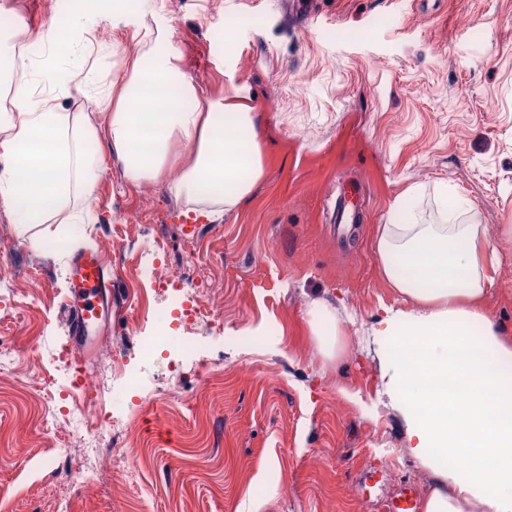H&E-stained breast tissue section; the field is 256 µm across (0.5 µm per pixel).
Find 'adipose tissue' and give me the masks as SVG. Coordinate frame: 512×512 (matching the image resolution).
Masks as SVG:
<instances>
[{
  "label": "adipose tissue",
  "instance_id": "ef3b65f1",
  "mask_svg": "<svg viewBox=\"0 0 512 512\" xmlns=\"http://www.w3.org/2000/svg\"><path fill=\"white\" fill-rule=\"evenodd\" d=\"M48 45L32 61L0 36V61L18 83L0 118V204L19 227L78 224L100 159L98 128L71 118L62 97L93 101L108 113L112 151L136 185L180 167L167 183L175 199L212 218L234 209L263 175L251 107L242 97L213 99L161 43L131 56L127 74L94 92V41L74 15L25 35ZM151 147L135 151L145 122ZM377 253L387 283L405 306L384 309L371 328L382 379L379 402L393 413L412 456L436 481L422 512H512V340L483 310L498 258L478 216L461 224H386ZM305 323L326 358L338 355L343 320L308 304Z\"/></svg>",
  "mask_w": 512,
  "mask_h": 512
}]
</instances>
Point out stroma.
<instances>
[{"mask_svg":"<svg viewBox=\"0 0 512 512\" xmlns=\"http://www.w3.org/2000/svg\"><path fill=\"white\" fill-rule=\"evenodd\" d=\"M0 5V29L15 34L79 15L104 47L93 58L107 79L162 38L195 82L246 97L264 169L234 210L194 222L165 184L123 178L101 117L90 218L52 227L65 248H32L0 207V337L19 356L0 370V512H58L55 450L84 453L82 439L45 425L49 408L69 407L58 396L69 380L53 364L70 352L68 262L119 244L131 259L113 267L112 329L90 367L121 352L143 389L82 399L90 410H135L126 453L136 479L71 493L69 512H382L402 484L427 494L434 476L405 448L397 418L371 410L381 385L365 338L402 303L381 276L378 232L400 205L419 224L441 223L445 205L476 209L501 250L486 313L512 338V0H143L103 13L79 0ZM235 16L249 23L228 52L224 21ZM347 183L364 188V220L343 233L322 208ZM130 211L138 223L124 222ZM197 265L220 299L218 320L201 328L205 371L178 349L184 308L154 293L161 282L190 288ZM315 299L349 321L331 359L303 320ZM161 325L173 343L144 354L140 337Z\"/></svg>","mask_w":512,"mask_h":512,"instance_id":"35a3bbf8","label":"stroma"}]
</instances>
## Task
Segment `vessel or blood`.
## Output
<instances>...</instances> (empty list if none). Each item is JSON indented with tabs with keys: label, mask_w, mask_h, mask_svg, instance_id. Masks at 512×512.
<instances>
[{
	"label": "vessel or blood",
	"mask_w": 512,
	"mask_h": 512,
	"mask_svg": "<svg viewBox=\"0 0 512 512\" xmlns=\"http://www.w3.org/2000/svg\"><path fill=\"white\" fill-rule=\"evenodd\" d=\"M359 192L340 189L336 197V217L339 221L355 222L359 215ZM112 302V275L103 257L97 251L75 254L69 262L66 318L73 357L80 364H88L92 354L86 343L106 321ZM420 502L416 488L404 487L396 499L390 501L387 512H419Z\"/></svg>",
	"instance_id": "b4317fda"
}]
</instances>
